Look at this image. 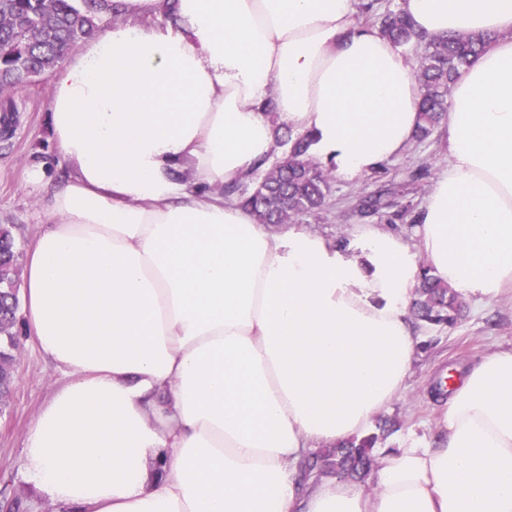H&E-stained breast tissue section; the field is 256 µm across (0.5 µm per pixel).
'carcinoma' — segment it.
Listing matches in <instances>:
<instances>
[{
	"label": "carcinoma",
	"instance_id": "obj_1",
	"mask_svg": "<svg viewBox=\"0 0 512 512\" xmlns=\"http://www.w3.org/2000/svg\"><path fill=\"white\" fill-rule=\"evenodd\" d=\"M99 0H0V91L14 88L8 77L18 49L25 50L34 72H53L98 27ZM49 15L47 26L28 41L16 32L35 19ZM381 33L394 44H413L423 49L414 77L420 87V125L416 137L430 136L448 110V91L461 71L489 42L476 34L426 37L417 33L404 11L388 14ZM288 147V165H275L261 176L251 175L243 182L224 185V198L236 201L255 214L260 224H288L303 214L315 215L326 205L331 193V171L310 153L309 135H294L290 129L277 137ZM11 224H0V360L12 366L17 348V288L21 276L16 239ZM415 327L455 324L462 312L459 294L442 282L431 269L420 265L416 287ZM379 433L352 438L328 449L307 455L300 468L316 476L361 478L375 462L373 450L380 438L397 431V423L382 419Z\"/></svg>",
	"mask_w": 512,
	"mask_h": 512
}]
</instances>
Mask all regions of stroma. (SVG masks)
Returning a JSON list of instances; mask_svg holds the SVG:
<instances>
[{
  "mask_svg": "<svg viewBox=\"0 0 512 512\" xmlns=\"http://www.w3.org/2000/svg\"><path fill=\"white\" fill-rule=\"evenodd\" d=\"M10 96L17 118L12 137L0 141V224L13 225L25 252L47 222L46 192L29 183L27 174L44 161L49 178L60 179L65 170L51 163L55 146L48 124L50 80L16 88ZM445 163L441 133L412 141L404 154L376 171L350 182L332 178L321 213L299 216L296 222L330 240H352L354 229L369 223L415 242L414 217ZM384 186L390 189L388 207L361 214L356 208L359 199ZM417 342L406 390L381 411L382 416L401 420L402 427L379 442L378 450L405 448L432 437L443 414L442 401L431 396L432 384L448 373L463 372L491 351L512 348V301L504 298L480 309L466 302L454 327L419 330ZM15 355L19 381L0 412V505H11L12 512H59L56 503L27 479L23 462L26 433L63 378L27 338H20Z\"/></svg>",
  "mask_w": 512,
  "mask_h": 512,
  "instance_id": "1",
  "label": "stroma"
}]
</instances>
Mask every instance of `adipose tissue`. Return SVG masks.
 I'll return each mask as SVG.
<instances>
[{"label": "adipose tissue", "instance_id": "1", "mask_svg": "<svg viewBox=\"0 0 512 512\" xmlns=\"http://www.w3.org/2000/svg\"><path fill=\"white\" fill-rule=\"evenodd\" d=\"M105 0L52 74L65 178L28 251L22 330L65 378L24 442L63 512H512V349L453 387L438 436L382 453L373 487L303 480L311 451L400 397L420 262L461 296L512 295V0H404L427 36L492 34L448 98V164L417 242L269 232L224 184L275 124L344 180L401 155L410 62L353 0Z\"/></svg>", "mask_w": 512, "mask_h": 512}]
</instances>
